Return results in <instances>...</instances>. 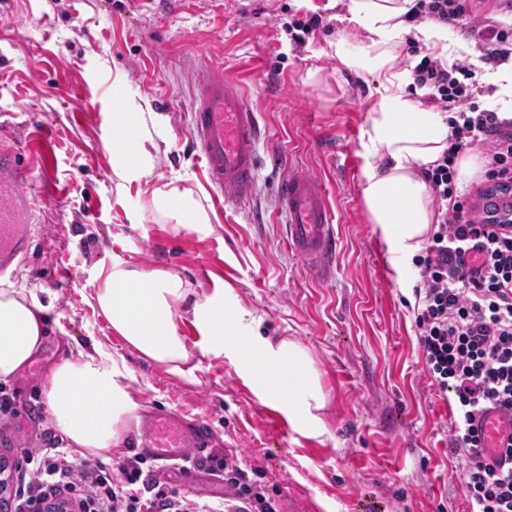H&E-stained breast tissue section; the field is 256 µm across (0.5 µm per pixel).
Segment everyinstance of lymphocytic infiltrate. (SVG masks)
Segmentation results:
<instances>
[{
	"label": "lymphocytic infiltrate",
	"instance_id": "f902f5d3",
	"mask_svg": "<svg viewBox=\"0 0 512 512\" xmlns=\"http://www.w3.org/2000/svg\"><path fill=\"white\" fill-rule=\"evenodd\" d=\"M466 14V0H414L407 16L451 25ZM468 33L482 47L483 62L512 58L511 26L482 18ZM475 77L474 65L444 67L427 56L416 67V85L427 88L428 106L446 114L449 131L447 150L424 174L437 222L416 261L415 325L433 385L454 394L450 437L464 457L468 512H512V444L505 460L488 464L474 425L489 405L512 414V225L475 220L472 202L456 186L458 156L475 148L485 154L487 182L512 181V117L479 108ZM201 464L223 474L226 494L193 507L145 456H124L108 468L54 447L24 450L15 469L29 481L15 492L14 512H45L55 502L68 512H280L275 494L228 453Z\"/></svg>",
	"mask_w": 512,
	"mask_h": 512
}]
</instances>
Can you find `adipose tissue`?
<instances>
[{"label": "adipose tissue", "mask_w": 512, "mask_h": 512, "mask_svg": "<svg viewBox=\"0 0 512 512\" xmlns=\"http://www.w3.org/2000/svg\"><path fill=\"white\" fill-rule=\"evenodd\" d=\"M411 6L412 0H349L346 20L365 38L352 50L341 40L330 46L338 64L362 76L376 97L362 147L380 162L363 168L360 194L401 284L435 221L424 172L448 147L444 114L425 105L422 91H410V70L398 52L409 37L434 57L450 61L448 28L407 23ZM163 127L162 116L155 112L113 113L112 168L121 183L151 174L153 135ZM151 202L180 227L209 221L189 191L171 182L153 188ZM99 277L95 305L113 331L144 358L182 373L189 359L177 324L178 308L187 296L182 280L164 270L143 272L119 263L101 269ZM46 311L31 290L12 284L0 288V381L17 375L38 352ZM192 317L210 346L236 355L238 368L263 399L287 407L298 430L320 429L325 396L305 348L291 340L274 344L253 336L245 311L210 297L194 303ZM129 377L124 357L98 346L48 368L41 403L67 448L105 459L126 443L130 424L140 421V406L127 391Z\"/></svg>", "instance_id": "obj_1"}]
</instances>
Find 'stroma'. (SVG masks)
Returning <instances> with one entry per match:
<instances>
[{
	"instance_id": "35a3bbf8",
	"label": "stroma",
	"mask_w": 512,
	"mask_h": 512,
	"mask_svg": "<svg viewBox=\"0 0 512 512\" xmlns=\"http://www.w3.org/2000/svg\"><path fill=\"white\" fill-rule=\"evenodd\" d=\"M344 0H0V123L23 147L28 125L52 131L49 178L28 182L37 232L10 281L48 308L39 354L0 396V464L37 451L55 427L38 390L47 368L69 351L99 343L124 356L128 391L144 411H176L205 423L264 483L281 512H467L464 462L454 453L448 406L426 372L417 339L419 267L399 285L387 247L360 197L362 146L374 102L364 80L326 50L364 37L341 22ZM320 16L318 27L294 24ZM454 60L478 65L476 101L491 104L489 71L464 24ZM316 71L318 82L306 80ZM239 77L266 137L251 206L213 204L195 156L189 112L196 79ZM155 112L166 132L147 185L119 186L112 172V114ZM358 169H349L347 153ZM320 175L338 240L331 281L310 279L286 245L276 215L279 176ZM189 189L209 223L174 230L149 191L171 180ZM176 274L189 290L179 330L191 357L183 374L147 361L95 308L98 273L112 262ZM221 297L247 311L254 335L291 340L309 353L325 395L319 433L273 432L264 400L230 353L211 350L196 330L193 301Z\"/></svg>"
}]
</instances>
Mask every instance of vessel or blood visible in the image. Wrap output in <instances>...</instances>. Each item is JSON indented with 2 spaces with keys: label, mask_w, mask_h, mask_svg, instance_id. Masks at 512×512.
Returning <instances> with one entry per match:
<instances>
[{
  "label": "vessel or blood",
  "mask_w": 512,
  "mask_h": 512,
  "mask_svg": "<svg viewBox=\"0 0 512 512\" xmlns=\"http://www.w3.org/2000/svg\"><path fill=\"white\" fill-rule=\"evenodd\" d=\"M196 155L212 185L218 205L233 207L255 193L260 171L262 131L241 82L217 75L196 83L190 112ZM45 123H36L27 139L29 157L40 165L50 162ZM30 173L15 151L0 148V275L5 274L30 244L28 218L32 197L25 189ZM278 212L286 219L287 244L310 276L331 278L335 263L334 213L322 179L294 170L277 182ZM476 427L485 443V460L496 463L512 443V416L486 407ZM141 447L154 461L175 463L201 458L213 446L208 427L172 411H155L141 419Z\"/></svg>",
  "instance_id": "b4317fda"
}]
</instances>
